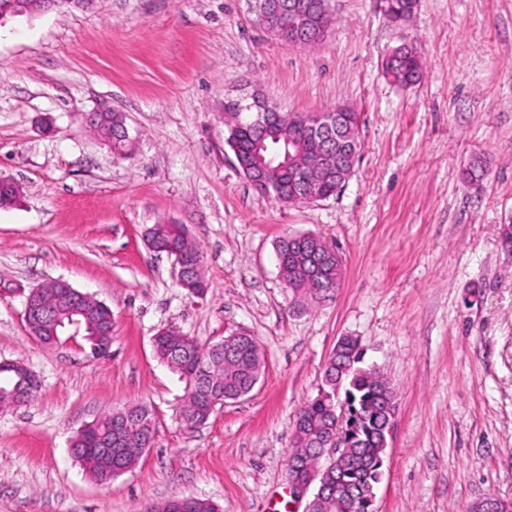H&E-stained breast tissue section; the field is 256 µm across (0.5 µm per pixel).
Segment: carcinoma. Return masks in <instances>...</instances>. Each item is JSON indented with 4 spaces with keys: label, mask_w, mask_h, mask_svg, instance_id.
Wrapping results in <instances>:
<instances>
[{
    "label": "carcinoma",
    "mask_w": 512,
    "mask_h": 512,
    "mask_svg": "<svg viewBox=\"0 0 512 512\" xmlns=\"http://www.w3.org/2000/svg\"><path fill=\"white\" fill-rule=\"evenodd\" d=\"M42 0H0V21L31 18L42 13ZM420 55L407 47L395 59L391 73L393 82L401 85L420 75ZM226 143L237 148L241 162L247 169L265 167V195L281 204H291L290 190L300 183V174L293 169L297 155L319 154L324 150L311 128L305 126L310 114L300 113L286 123V131L271 129L266 137L249 127L251 117L241 112L235 103L224 104ZM94 132L118 154H125L131 145L129 131L119 112L108 113V123L97 125ZM485 175L481 157H473L463 170L465 179L480 181ZM312 196L336 195V169L332 168L319 183H311ZM20 197L19 187L10 183L0 188V208L15 205ZM145 237L159 246L187 257L192 265L194 282L186 287L193 292L200 287L205 292L204 254L192 242L181 224L159 222L149 226ZM333 247L315 235L301 241H288L283 237L276 251L284 259V276L288 287L301 296L321 298L327 287L342 278V269L329 260ZM45 303L60 313L55 325L38 326L39 339L53 345L59 340L60 329L74 320L85 327L90 342H100L96 335L99 324L112 316L104 303L89 304L73 309L67 296L54 288L44 289ZM159 360L178 373L185 383V395L179 410L181 423L193 427L205 423L211 416L208 394L221 399L237 400L249 394L260 380L264 368L257 339L226 336L207 346L197 344L186 347L174 328L161 330L154 340ZM324 393L308 401L297 415L294 425V449L303 471L319 467L325 490L312 506V512H371V494L376 491L383 476L386 454V427L390 419L388 405L395 403V392L383 371L377 366L363 365V352L358 340L352 336L340 338L329 358L324 373ZM345 390L349 417L336 424V390ZM132 416L124 418L118 411L102 417L95 427L78 432L71 440L74 457L86 474L96 482L106 484L115 477L134 468L141 457L138 449L155 439V421L149 407L142 404L129 406ZM337 433L343 440L345 457L336 465L322 463L315 452L316 443ZM354 490L358 507L350 508L345 488ZM185 512H219L217 506L206 499L182 496Z\"/></svg>",
    "instance_id": "carcinoma-1"
}]
</instances>
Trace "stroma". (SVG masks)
<instances>
[{
    "instance_id": "1",
    "label": "stroma",
    "mask_w": 512,
    "mask_h": 512,
    "mask_svg": "<svg viewBox=\"0 0 512 512\" xmlns=\"http://www.w3.org/2000/svg\"><path fill=\"white\" fill-rule=\"evenodd\" d=\"M332 29L291 46L250 0H98L94 9L0 22V361L41 381L0 408V512H145L175 496L221 512H294L293 428L340 337L354 336L397 393L378 512H474L512 501V0H417L391 22L381 0H330ZM407 45L416 85L384 70ZM257 94L284 112L347 104L362 148L342 191L283 205L258 193L226 143L224 103ZM107 100L133 137L114 153L85 116ZM483 157L480 183L462 176ZM184 225L209 289L178 283L144 229ZM314 233L344 264L341 288L300 303L275 245ZM63 278L112 310V355L83 330L44 345L25 294ZM173 327L199 343L243 329L265 369L245 397L187 429L184 385L155 355ZM149 406L154 445L101 485L71 453L85 425Z\"/></svg>"
}]
</instances>
